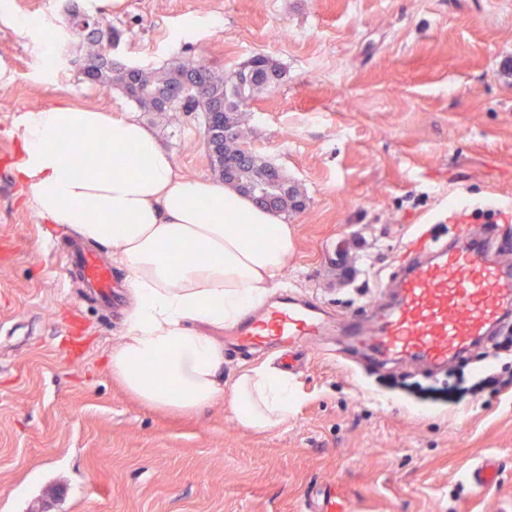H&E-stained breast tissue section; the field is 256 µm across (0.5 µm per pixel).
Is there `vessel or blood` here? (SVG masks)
I'll return each instance as SVG.
<instances>
[{"label": "vessel or blood", "instance_id": "1", "mask_svg": "<svg viewBox=\"0 0 512 512\" xmlns=\"http://www.w3.org/2000/svg\"><path fill=\"white\" fill-rule=\"evenodd\" d=\"M505 247L493 230L458 227L445 236L419 227L372 304L373 323L334 321L316 303L283 295L245 315L230 334L235 347L248 353L318 336L333 326L339 335L368 343L378 361L414 360L439 374L496 329L512 324V270L495 258ZM80 267L91 287L110 293L112 268L105 260L89 252ZM467 479L481 489L496 481L497 472L485 459L470 468Z\"/></svg>", "mask_w": 512, "mask_h": 512}]
</instances>
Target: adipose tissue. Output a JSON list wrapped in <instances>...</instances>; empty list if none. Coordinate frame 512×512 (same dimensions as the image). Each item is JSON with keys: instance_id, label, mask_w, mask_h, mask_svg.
Listing matches in <instances>:
<instances>
[{"instance_id": "obj_1", "label": "adipose tissue", "mask_w": 512, "mask_h": 512, "mask_svg": "<svg viewBox=\"0 0 512 512\" xmlns=\"http://www.w3.org/2000/svg\"><path fill=\"white\" fill-rule=\"evenodd\" d=\"M72 133L146 164L75 168L60 149ZM15 137L22 154L15 177L36 214L108 248L127 271L134 306L108 357L113 376L156 407L193 412L226 393L242 427L284 422L296 401L292 378L261 366L225 386L224 346L214 332L268 298L293 248L291 225L229 187L180 175L133 112L62 101L26 112ZM175 252L184 254L181 264L172 263Z\"/></svg>"}]
</instances>
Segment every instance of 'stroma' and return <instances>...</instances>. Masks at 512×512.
<instances>
[{
    "label": "stroma",
    "mask_w": 512,
    "mask_h": 512,
    "mask_svg": "<svg viewBox=\"0 0 512 512\" xmlns=\"http://www.w3.org/2000/svg\"><path fill=\"white\" fill-rule=\"evenodd\" d=\"M70 1L132 66L282 67L242 109L252 149L308 197L277 290L368 318L416 225L498 224L490 198L512 199V0H0V512H305L327 490L352 512H512V388L431 404L382 385L421 364L315 348L287 420L248 430L226 397L167 411L113 378L127 315L83 298L71 234L14 176L24 112L135 108L80 74ZM141 118L182 175L214 180L202 113ZM481 456L499 469L486 489L466 478Z\"/></svg>",
    "instance_id": "35a3bbf8"
}]
</instances>
